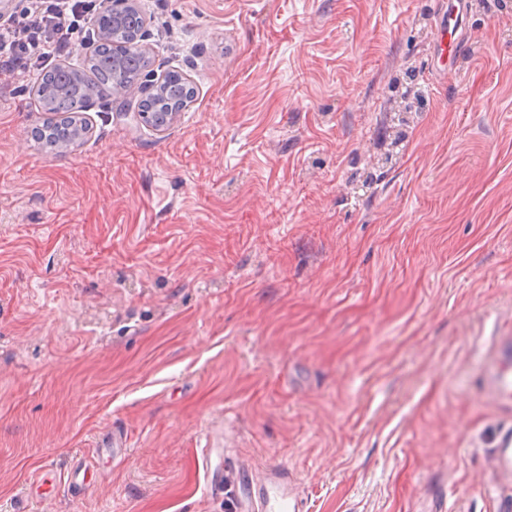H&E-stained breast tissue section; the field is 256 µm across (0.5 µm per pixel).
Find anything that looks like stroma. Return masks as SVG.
Masks as SVG:
<instances>
[{
	"instance_id": "1",
	"label": "stroma",
	"mask_w": 512,
	"mask_h": 512,
	"mask_svg": "<svg viewBox=\"0 0 512 512\" xmlns=\"http://www.w3.org/2000/svg\"><path fill=\"white\" fill-rule=\"evenodd\" d=\"M448 2L140 0L168 131L98 96L49 152L36 83L0 107V512H235L209 441L303 512L512 499V0L455 53ZM509 347L505 353L504 344ZM511 336H501L492 348L489 356L488 369L490 374L489 394L497 401L512 404V355L510 346ZM495 465L501 476L512 478V432L501 436L496 451ZM219 448H201L200 457L202 461V467L205 475V490L208 493L220 490L224 488V483L228 482V476H224L223 485L218 486L215 484V477L218 473V467H213L214 456H218Z\"/></svg>"
}]
</instances>
